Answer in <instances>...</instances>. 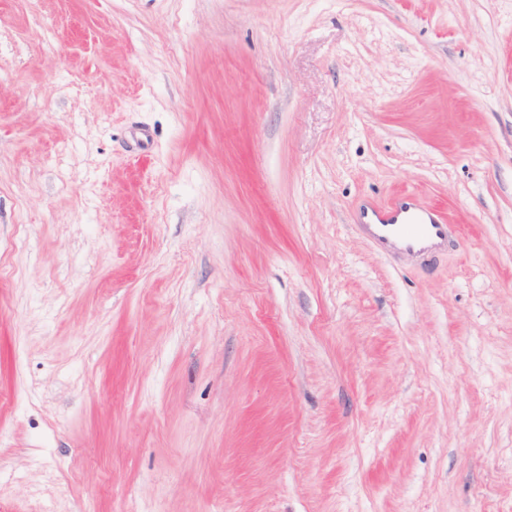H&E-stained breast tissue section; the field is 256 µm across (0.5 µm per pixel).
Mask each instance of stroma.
Returning <instances> with one entry per match:
<instances>
[{
    "instance_id": "35a3bbf8",
    "label": "stroma",
    "mask_w": 512,
    "mask_h": 512,
    "mask_svg": "<svg viewBox=\"0 0 512 512\" xmlns=\"http://www.w3.org/2000/svg\"><path fill=\"white\" fill-rule=\"evenodd\" d=\"M1 247L0 512H512V0H0ZM367 217L371 224H364ZM359 219V227L375 244L394 253L431 254L448 238L447 224L410 195L389 207L367 205L360 210Z\"/></svg>"
}]
</instances>
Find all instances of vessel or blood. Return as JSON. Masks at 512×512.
<instances>
[{
	"mask_svg": "<svg viewBox=\"0 0 512 512\" xmlns=\"http://www.w3.org/2000/svg\"><path fill=\"white\" fill-rule=\"evenodd\" d=\"M361 217L369 218L366 233L380 248L400 254H430L448 237V227L438 215L406 195L389 207L365 206Z\"/></svg>",
	"mask_w": 512,
	"mask_h": 512,
	"instance_id": "obj_1",
	"label": "vessel or blood"
}]
</instances>
